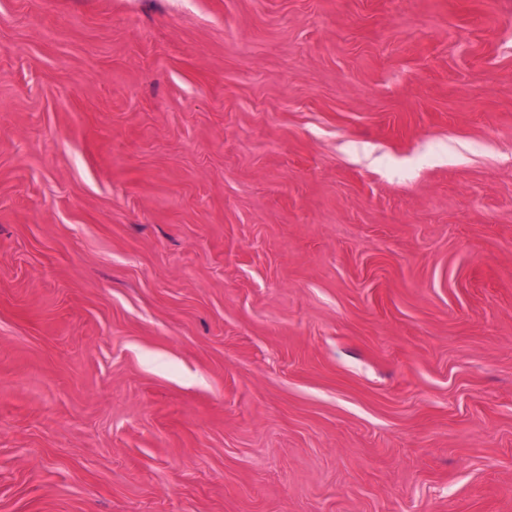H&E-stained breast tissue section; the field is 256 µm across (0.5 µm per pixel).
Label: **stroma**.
Wrapping results in <instances>:
<instances>
[{
  "label": "stroma",
  "mask_w": 512,
  "mask_h": 512,
  "mask_svg": "<svg viewBox=\"0 0 512 512\" xmlns=\"http://www.w3.org/2000/svg\"><path fill=\"white\" fill-rule=\"evenodd\" d=\"M0 512H512V0H0Z\"/></svg>",
  "instance_id": "35a3bbf8"
}]
</instances>
